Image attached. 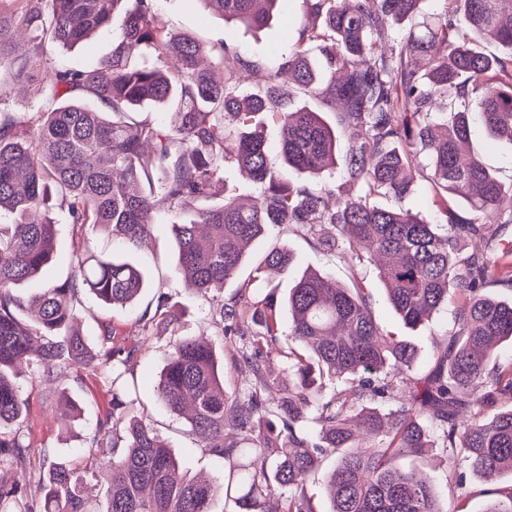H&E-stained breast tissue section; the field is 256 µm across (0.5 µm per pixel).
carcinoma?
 Masks as SVG:
<instances>
[{"label": "carcinoma", "mask_w": 512, "mask_h": 512, "mask_svg": "<svg viewBox=\"0 0 512 512\" xmlns=\"http://www.w3.org/2000/svg\"><path fill=\"white\" fill-rule=\"evenodd\" d=\"M201 2L259 28L281 0ZM306 2L277 67L222 40L212 47L223 70L217 81L199 63V43L171 35L155 0H0V70L40 92L29 117L0 108V213L12 216L0 226V512H89L84 487L103 476L104 512H219L226 497L240 512H266L272 497L283 500L280 512H315L307 487L320 481L327 512H467L466 473L490 484L512 475V362L498 361L501 344L512 341V300L485 293L512 288V184L468 141L475 118L512 145V0H448L442 16L420 22L423 0ZM118 12L110 57L84 68L59 61L40 76L46 44L70 49ZM409 20L413 27L395 42L392 27ZM19 33L28 41L20 57ZM484 40L511 54L481 51ZM132 45L152 49L156 63L131 65ZM300 94L339 105V126L294 106ZM450 97L477 98L480 110L458 111L438 133L430 116ZM272 104L280 107L282 170L268 163L257 121ZM147 105L172 111L174 124L139 117ZM340 165L360 192L324 180ZM417 167L428 171L443 225L401 206ZM230 168L248 172L257 199L245 206L226 194L207 204ZM288 168L309 181H289ZM374 193L394 204L370 205ZM459 199L465 215L454 209ZM197 202L204 206L192 218L172 224L176 272L211 300L216 334L234 344L250 380L224 392L214 341L179 335L181 314L168 293L158 292L138 322L146 335L170 332L157 398L187 416L198 447L225 462L227 472L203 482L176 478L175 459L147 419L126 418L138 349L112 345L110 327L94 346L76 329L80 295L132 310L147 286L144 272L81 247L73 274L46 282L32 299L38 315L29 325L17 317L13 292L49 266L58 213L80 233L106 225L127 248L147 249L157 213ZM288 224L310 235L329 226L317 239L326 253L362 245L390 257L379 280L404 328L453 307V327L428 373L412 375L416 346L380 328L366 289L341 287L327 272L304 270L284 303L247 287L224 301L246 248ZM292 266L283 244L255 271ZM284 307L288 389L271 402ZM18 362L33 366L46 389L66 376L103 383L106 407L78 459L33 446L28 397L10 375ZM429 448L446 468L451 509L428 473L404 464ZM497 494L483 512H512V485Z\"/></svg>", "instance_id": "carcinoma-1"}]
</instances>
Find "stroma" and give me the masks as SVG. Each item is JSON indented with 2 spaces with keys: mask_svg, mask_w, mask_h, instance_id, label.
<instances>
[{
  "mask_svg": "<svg viewBox=\"0 0 512 512\" xmlns=\"http://www.w3.org/2000/svg\"><path fill=\"white\" fill-rule=\"evenodd\" d=\"M156 9L167 28L175 35L196 37L204 48L226 40L234 44L244 56L258 59L268 65H278L281 52L287 51L293 41V26L307 11L306 0H281L276 19L262 28L245 29L238 23L224 20L223 16L208 10L199 0H156ZM112 52V32L105 29L92 35L87 41L69 50L51 46L47 49L49 61L61 59L76 65L93 64L108 57ZM470 147L482 155L505 183H512V145L491 143L480 124L471 127ZM171 218L159 214L155 220V246L150 250L129 251V258L145 272L149 283L139 297L138 310L153 307L157 292L170 294L185 313L186 324L181 333L185 336H210L214 327L208 316L209 301L190 288L183 278L174 274L177 251L170 229ZM285 243L297 257L298 269L308 267L331 272L339 284L352 286L351 263L340 254L320 250L315 238L305 235L296 227L275 229L259 240L252 254L234 280L224 286L225 298L236 295L242 284L258 289L261 293L285 299L294 285L290 274H269L256 277L254 269L262 255L275 245ZM81 317L78 328L89 339L101 335L105 324L118 327L116 341L124 346L138 345L141 362L136 374V392L127 407L131 418L147 417L163 442L178 460L177 473L186 478L214 477L224 470L222 459L196 448L188 425L183 418L170 413L155 396V387L165 364L170 337L161 333L143 336L135 313L115 311L97 304L90 298H82ZM452 315L443 310L435 314L419 329L406 333L417 346L418 372H425L433 355V345L443 342L451 325ZM12 379L30 391L29 420L34 445L56 448L58 454L67 459L79 456L85 440L92 431L103 406V387L95 377L83 382H71L51 393L43 392L37 385L30 368L21 365L11 373ZM80 402L81 413L70 422H61L59 412L67 401Z\"/></svg>",
  "mask_w": 512,
  "mask_h": 512,
  "instance_id": "obj_1",
  "label": "stroma"
}]
</instances>
